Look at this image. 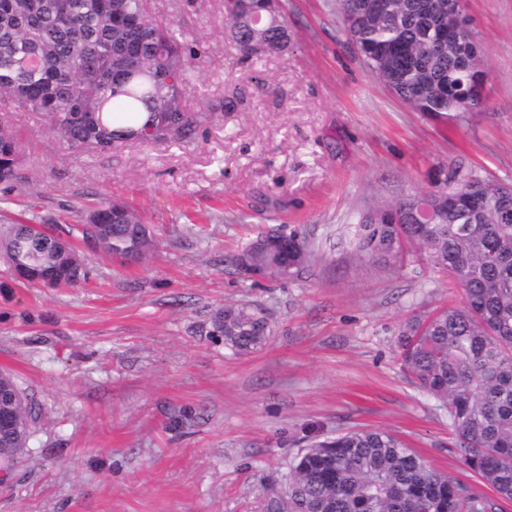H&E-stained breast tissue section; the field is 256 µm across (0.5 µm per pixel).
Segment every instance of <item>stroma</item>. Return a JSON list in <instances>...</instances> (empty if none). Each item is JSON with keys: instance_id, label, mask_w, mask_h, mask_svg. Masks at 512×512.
<instances>
[{"instance_id": "stroma-1", "label": "stroma", "mask_w": 512, "mask_h": 512, "mask_svg": "<svg viewBox=\"0 0 512 512\" xmlns=\"http://www.w3.org/2000/svg\"><path fill=\"white\" fill-rule=\"evenodd\" d=\"M204 60L189 93L215 111L189 142L71 149L37 112L0 104L27 183L0 190V234L20 218L77 224L127 203L155 249L139 263L83 248L88 280L48 288L0 262V368L43 405L0 512H264L311 441L363 428L512 512L459 461L448 416L401 366L398 336L463 291L422 260L358 254L354 215L456 172L512 184V0H464L490 73L460 119L412 110L369 70L332 0H284L287 51L242 60L223 0H149ZM309 258L256 282L232 255L258 232ZM230 304L263 309L264 347L235 355L214 329Z\"/></svg>"}]
</instances>
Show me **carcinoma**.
<instances>
[{
	"label": "carcinoma",
	"mask_w": 512,
	"mask_h": 512,
	"mask_svg": "<svg viewBox=\"0 0 512 512\" xmlns=\"http://www.w3.org/2000/svg\"><path fill=\"white\" fill-rule=\"evenodd\" d=\"M336 0L348 39L373 73L416 112L458 118L483 105L471 94L480 46L460 30L442 39L453 19L450 0ZM225 36L246 58L288 49L291 34L277 0H224ZM201 54L157 20L147 0H0V100L50 116L52 131L72 147L109 151L136 141L192 139L204 114L186 101ZM19 135L0 123V184L26 183ZM472 186L486 202L465 210L448 188ZM498 184L459 174L436 190L407 193L356 217L357 249L397 258L414 245L463 290L461 305L410 322L399 338L404 369L448 414L463 465L503 499H512V223L495 219ZM426 204L432 224L410 223ZM95 215L98 223H87ZM141 215L108 202L83 216L82 240L107 256L139 261L152 237L135 233ZM260 234L235 257L238 270L271 269L286 278L307 263L301 239L289 261L266 249ZM0 252L73 284L83 272L80 251L39 224H16ZM234 354L263 346L270 334L262 311L224 307L215 323ZM16 399V428L0 434V464L15 467L28 448L41 405L16 377L0 371V393ZM464 483L430 468L400 438L358 429L315 440L293 460L288 501L270 495L265 512H489Z\"/></svg>",
	"instance_id": "obj_1"
}]
</instances>
